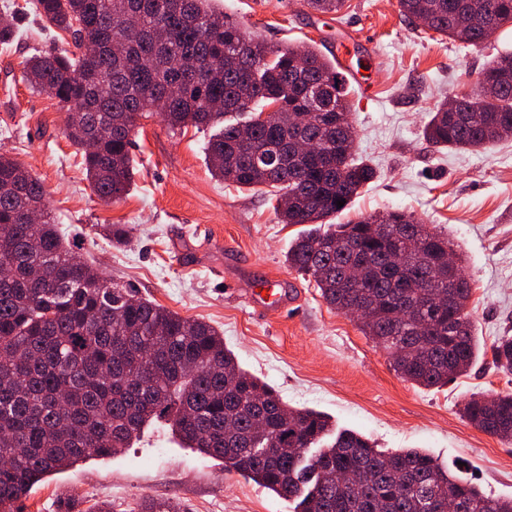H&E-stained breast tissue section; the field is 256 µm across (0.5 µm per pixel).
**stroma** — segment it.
<instances>
[{
	"instance_id": "obj_1",
	"label": "stroma",
	"mask_w": 512,
	"mask_h": 512,
	"mask_svg": "<svg viewBox=\"0 0 512 512\" xmlns=\"http://www.w3.org/2000/svg\"><path fill=\"white\" fill-rule=\"evenodd\" d=\"M26 2L0 0V19L18 28L11 44L0 45V154L41 180L65 246L112 282L214 326L240 366L290 406L323 412L382 448L425 450L448 467L463 466L486 494L512 497V442L462 414L472 395L512 391L490 351L496 337L512 336V139L471 152L435 148L423 135L444 98L472 92L480 71L512 50V29L474 48L409 23L398 0H345L334 14L314 12L305 0L217 3L225 19L269 45L314 42L339 56L350 76L355 153L377 175L335 223L409 211L462 255L481 352L468 373L426 389L400 378L356 320L331 309L307 275L288 267L285 255L302 225L281 223L266 190L213 177L205 132L171 131L157 113L141 118L134 182L118 202H102L65 135L68 106L23 78L31 56L69 49L72 37ZM357 73L375 88L374 99H363ZM110 224L131 226L124 245L106 237ZM272 281L288 289L291 305L255 310L248 289ZM62 488L90 505L111 500L114 512H132L145 496L178 499L187 512H294L160 424L122 454L49 475L24 499L23 512H55Z\"/></svg>"
}]
</instances>
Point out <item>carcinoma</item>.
Wrapping results in <instances>:
<instances>
[{
	"instance_id": "carcinoma-1",
	"label": "carcinoma",
	"mask_w": 512,
	"mask_h": 512,
	"mask_svg": "<svg viewBox=\"0 0 512 512\" xmlns=\"http://www.w3.org/2000/svg\"><path fill=\"white\" fill-rule=\"evenodd\" d=\"M216 0H32L43 21L73 36L74 50L28 59V84L71 106L66 128L100 197L121 198L134 177L138 121L159 112L168 127L219 131L206 143L213 176L238 187L276 189L284 224H321L375 176L355 159L349 87L337 59L310 43L271 47L224 20ZM345 0H306L323 14ZM428 30L479 47L512 25V0H399ZM443 103L424 137L436 148L485 149L512 137V51L498 54L476 90ZM272 104L300 117L239 137L228 118ZM316 139L319 155L293 149ZM38 209L39 224L23 221ZM367 259L365 277L347 276L350 247ZM448 237L412 213L363 216L315 229L288 247V266L310 276L322 299L348 315L374 306L360 329L390 352L402 379L442 387L480 352L467 311L472 287L457 265L459 302L441 312L424 295L448 292ZM0 512H18L47 475L89 458H111L152 421H169L191 448L224 462L299 512H512L429 454L383 450L353 430L334 432L325 415L286 405L243 370L210 324L184 318L114 284L66 249L40 180L0 155ZM495 368L512 375V336L491 345ZM463 415L512 441V393L473 395ZM317 454L306 457L305 449ZM369 474L352 491L344 473ZM138 512H186L172 498L145 497Z\"/></svg>"
}]
</instances>
